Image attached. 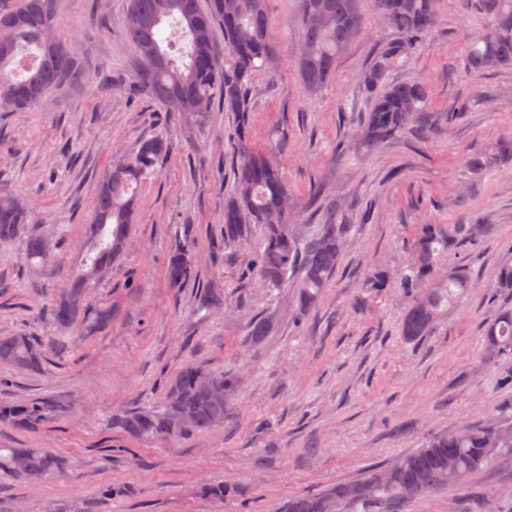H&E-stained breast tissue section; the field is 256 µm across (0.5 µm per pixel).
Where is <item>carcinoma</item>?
Listing matches in <instances>:
<instances>
[{
	"mask_svg": "<svg viewBox=\"0 0 512 512\" xmlns=\"http://www.w3.org/2000/svg\"><path fill=\"white\" fill-rule=\"evenodd\" d=\"M359 0H300L301 48L296 66L304 89L313 94L334 81L336 60L360 33L363 16ZM377 16L396 35L371 57L359 87L368 109L355 126L351 146L340 154L358 160L375 147L406 132L417 133L432 123L426 111L430 88L422 80L394 82L392 74L408 65L412 50L436 26L439 0H373ZM474 11L490 24L471 36L463 54L465 69L483 74L512 69V0H471ZM224 33V59L213 44V30ZM265 0H130L124 34L134 52L128 93H145L167 112L197 123L208 120L214 106L235 115L234 138L239 162L233 194L224 203V247L246 245L248 225H264L261 245L252 252L245 270L264 284L298 288L300 306L295 321L306 317L329 287L350 225L336 209L313 212L298 221V205L277 154L287 139L272 137L265 150L248 139V93L255 74L275 58L268 39ZM86 64L67 48L57 0H0V100L13 112H25L47 94L82 84ZM162 137L143 140L132 157L105 172L92 205L80 266L50 308L54 325L71 330L80 323L95 329L112 324V308L89 300L97 271L111 266L127 249L137 212L136 184L158 172L170 152ZM29 204L0 191V243L23 241L25 261L52 275L47 236L28 229ZM490 225L418 224L411 257L396 277L387 270L372 271L368 287L382 291L396 280L408 300L402 334L409 341L430 335L435 323L477 283L462 266L440 268L441 257L459 244L478 246ZM165 276L180 288L196 279L192 244L178 241L167 253ZM496 286L512 293V261L495 272ZM223 304L218 292L206 289L199 310L211 313ZM277 329L276 318L257 316L248 324V340L264 346ZM483 349L490 357L512 354V309L502 310L484 327ZM45 350L35 336L0 337V363L38 370ZM240 386L230 372H214L190 361L169 382L164 405L140 408L109 417L111 429L141 440L164 443L188 434H204L224 425L232 413ZM47 401L0 402V424L35 434L53 417ZM512 447V425L484 422L463 425L432 437L424 447L404 454L395 463L370 469L354 483L294 496L285 512H395L414 497L454 486L465 489L471 475L501 448ZM0 471L27 480L64 474L62 462L42 448H6Z\"/></svg>",
	"mask_w": 512,
	"mask_h": 512,
	"instance_id": "cac0c4a2",
	"label": "carcinoma"
}]
</instances>
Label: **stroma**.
<instances>
[{"label": "stroma", "instance_id": "obj_1", "mask_svg": "<svg viewBox=\"0 0 512 512\" xmlns=\"http://www.w3.org/2000/svg\"><path fill=\"white\" fill-rule=\"evenodd\" d=\"M127 7L128 0H59L67 46L86 61L87 82L29 111L0 112V190L27 200L34 229L57 240L55 273L44 280L32 275L21 243L0 245V336H55L45 310L78 263L102 173L143 139L159 135L172 145L141 184L127 251L90 291L112 307L111 327H79L70 348L48 353L39 371L0 364V378L11 381L0 397L46 398L61 408L36 434L0 425V448H47L67 464L63 479L36 487L0 474V512H282L288 498L360 480L432 435L464 423L512 424V387L501 384L512 375V357H483L485 324L512 307V295L494 285L497 267L512 255V161L495 157L500 140L512 136V70H461L467 35L487 19L464 0H442L436 27L394 77L426 80L429 111L453 120L350 163L336 145L349 136L348 116L365 111L359 78L393 32L376 19L371 0H360L364 27L337 59L332 84L312 96L295 68L298 0H267L275 65L254 80L251 142L263 148L273 130L287 133L281 163L298 203L321 185L324 204L353 199L369 213L355 222L330 287L307 313L310 330L300 334L290 318L297 289L262 286L243 260H214L224 248V200L234 190V116L217 109L199 125L121 87L98 92L100 73L130 72ZM474 155L492 156L486 173L470 169ZM475 218L491 225L490 235L478 249L444 255L440 266L467 263L476 291L430 336L406 340L403 297L370 292V269L402 270L416 225ZM184 234L195 247L197 278L175 289L164 260ZM206 288L224 299L208 315L198 310ZM260 314L276 316L279 328L257 350L246 325ZM189 361L239 374L237 410L224 425L170 443L108 428L111 414L161 406L169 380ZM110 483L128 494L99 500ZM222 483L239 494H203L204 485ZM481 493L495 512H512V448L477 471L467 491L424 494L402 512H475Z\"/></svg>", "mask_w": 512, "mask_h": 512}]
</instances>
